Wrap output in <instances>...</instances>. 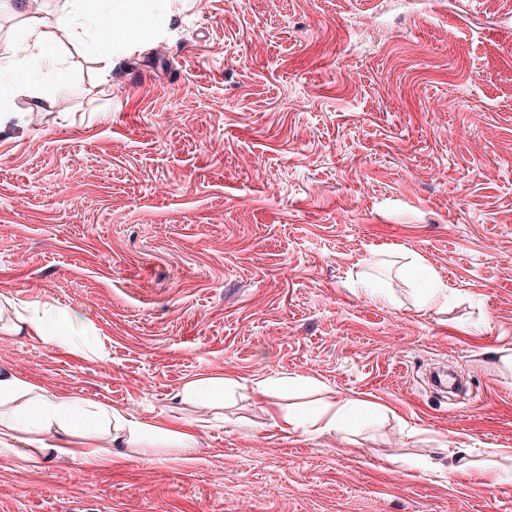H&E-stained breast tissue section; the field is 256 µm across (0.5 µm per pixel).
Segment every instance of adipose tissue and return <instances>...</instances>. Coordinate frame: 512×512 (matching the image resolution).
I'll return each instance as SVG.
<instances>
[{
	"mask_svg": "<svg viewBox=\"0 0 512 512\" xmlns=\"http://www.w3.org/2000/svg\"><path fill=\"white\" fill-rule=\"evenodd\" d=\"M155 4L156 0H129L119 24L113 22L111 10L81 11L80 25L90 31L104 68L112 66V45L122 25L132 26L143 42L154 40L152 12ZM54 60L39 19L31 16L22 32L0 52V71L12 73L23 66L33 76L41 64ZM6 308L14 314L7 327L10 333L35 337L98 358L103 355L99 347L88 344L85 337L78 335L70 315H59L49 324L30 315L27 307L10 302ZM367 416V411L355 410L350 402L344 401L327 404L315 416L289 411L282 419L285 425L294 429L320 422L341 431ZM19 433L26 436L27 450L23 460L32 468L39 467L51 453L77 460L89 470L105 467L112 461V451L100 446L99 441L104 437L124 444L133 453L155 456L170 451L188 454L196 443L194 434L187 430L135 420L101 403L55 397L19 374L2 368L0 442L15 438ZM50 433L58 434L57 444L45 443L44 437Z\"/></svg>",
	"mask_w": 512,
	"mask_h": 512,
	"instance_id": "adipose-tissue-1",
	"label": "adipose tissue"
}]
</instances>
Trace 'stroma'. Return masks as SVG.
<instances>
[{"instance_id":"1","label":"stroma","mask_w":512,"mask_h":512,"mask_svg":"<svg viewBox=\"0 0 512 512\" xmlns=\"http://www.w3.org/2000/svg\"><path fill=\"white\" fill-rule=\"evenodd\" d=\"M70 9L39 8L58 106L0 112V303L108 359L0 332V368L197 443L91 483L11 442L0 512H512V0H160L106 72ZM211 375L239 387L183 404ZM284 375L316 386L253 392ZM329 399L375 410L279 417ZM409 275L421 291V298L424 305H444L448 302V286L445 287L439 281L436 272L427 265L422 258L410 259ZM238 385L233 379L212 375L190 380L183 388L184 403L208 407L211 403L224 400V391ZM368 408L356 411L349 401L329 403L320 409L317 415H307L303 412H286L282 415L285 425L297 429L313 426L322 421L323 426L337 431L346 429L350 424L369 416Z\"/></svg>"}]
</instances>
